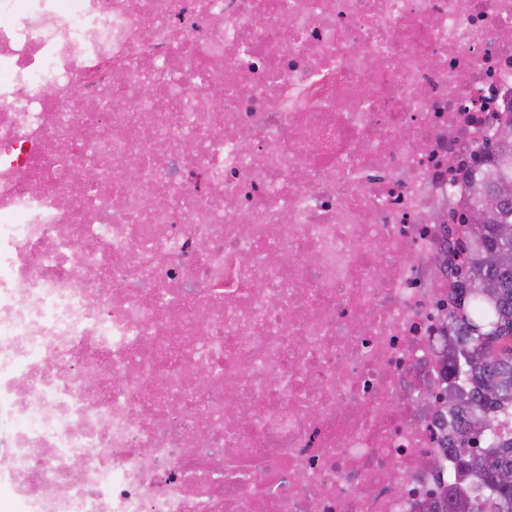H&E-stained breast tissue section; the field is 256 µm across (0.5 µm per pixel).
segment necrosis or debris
Instances as JSON below:
<instances>
[{"instance_id": "necrosis-or-debris-1", "label": "necrosis or debris", "mask_w": 512, "mask_h": 512, "mask_svg": "<svg viewBox=\"0 0 512 512\" xmlns=\"http://www.w3.org/2000/svg\"><path fill=\"white\" fill-rule=\"evenodd\" d=\"M511 114L512 0H0V512H436ZM486 161L493 165V169L488 172H484L478 181L484 180L482 189L484 192L478 194V198L474 205L482 207L486 199L495 196L504 184H510L512 189V136L509 140H503L498 138L495 142H492L486 146ZM510 172V176H509ZM500 179H506L501 180Z\"/></svg>"}]
</instances>
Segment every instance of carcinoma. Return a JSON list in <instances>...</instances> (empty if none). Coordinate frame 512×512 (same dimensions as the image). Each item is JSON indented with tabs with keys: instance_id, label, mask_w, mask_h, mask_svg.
Here are the masks:
<instances>
[{
	"instance_id": "cac0c4a2",
	"label": "carcinoma",
	"mask_w": 512,
	"mask_h": 512,
	"mask_svg": "<svg viewBox=\"0 0 512 512\" xmlns=\"http://www.w3.org/2000/svg\"><path fill=\"white\" fill-rule=\"evenodd\" d=\"M486 154L493 169L481 175L479 207L512 185V138L488 144ZM465 235L474 249L460 272L470 283L474 312L455 319L461 343L450 378L460 390L451 408L466 413L456 460L471 479L454 489L445 512H512V485H493L496 471L512 470V239L498 238L493 224H471ZM492 250L503 257L496 266L485 263Z\"/></svg>"
}]
</instances>
